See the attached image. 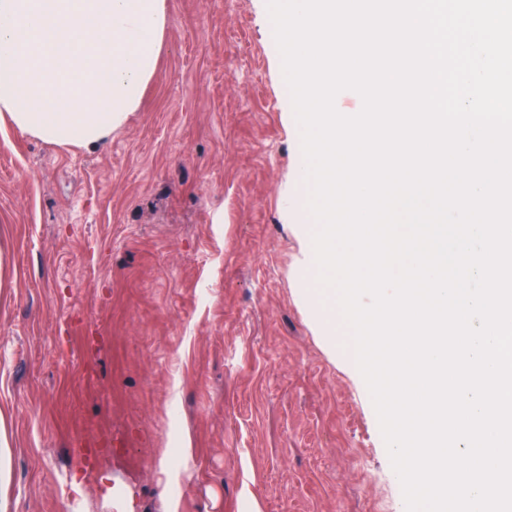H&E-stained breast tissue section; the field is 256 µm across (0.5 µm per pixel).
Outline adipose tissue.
Segmentation results:
<instances>
[{
	"label": "adipose tissue",
	"mask_w": 512,
	"mask_h": 512,
	"mask_svg": "<svg viewBox=\"0 0 512 512\" xmlns=\"http://www.w3.org/2000/svg\"><path fill=\"white\" fill-rule=\"evenodd\" d=\"M166 23V0H0V126L104 141L154 78Z\"/></svg>",
	"instance_id": "1"
}]
</instances>
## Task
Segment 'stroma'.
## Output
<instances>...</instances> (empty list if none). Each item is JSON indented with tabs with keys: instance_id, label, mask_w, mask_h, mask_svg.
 <instances>
[{
	"instance_id": "stroma-1",
	"label": "stroma",
	"mask_w": 512,
	"mask_h": 512,
	"mask_svg": "<svg viewBox=\"0 0 512 512\" xmlns=\"http://www.w3.org/2000/svg\"><path fill=\"white\" fill-rule=\"evenodd\" d=\"M89 149L0 128L9 512H406L347 328L303 290L267 0H166Z\"/></svg>"
}]
</instances>
